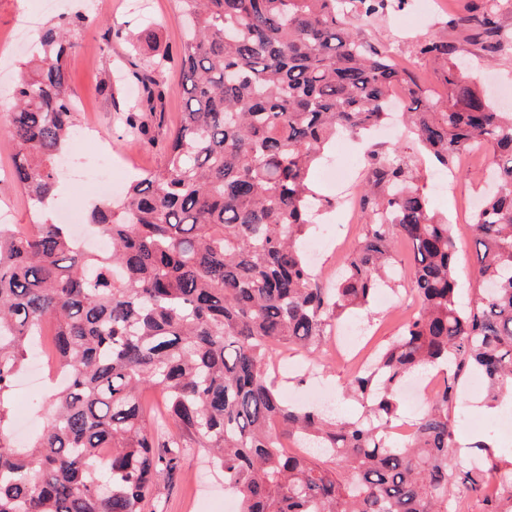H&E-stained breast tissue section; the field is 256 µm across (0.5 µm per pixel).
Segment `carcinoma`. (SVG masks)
Instances as JSON below:
<instances>
[{
	"instance_id": "obj_1",
	"label": "carcinoma",
	"mask_w": 512,
	"mask_h": 512,
	"mask_svg": "<svg viewBox=\"0 0 512 512\" xmlns=\"http://www.w3.org/2000/svg\"><path fill=\"white\" fill-rule=\"evenodd\" d=\"M499 2L448 15L417 45L438 67L441 98L359 35L405 0H179L185 110L165 164L129 186L124 210L92 207L107 248H83L50 217L29 232L0 224V512H146L190 444L215 456L237 512H460L463 495L502 512L512 469L453 463L451 448L463 372L483 377L489 407L512 399V112L465 80L448 41V30L467 31L498 54ZM82 22L46 28L4 113L11 177L39 214L76 126L64 62ZM165 63L132 73L138 108L162 107ZM395 84L413 140L441 166L476 145L493 151L497 189L471 224L481 288L469 307L458 300L453 225L431 211L404 147L365 152L362 233L333 287H320L300 246L318 201L314 166L336 136L387 121ZM400 238L419 310L350 375L343 393L361 414L287 404L268 371L271 344L321 355L333 323L400 286ZM46 322L69 379L18 447L10 399ZM448 365L413 434L394 445L399 389ZM146 390L164 400L154 427ZM170 423L176 432L155 442L152 429Z\"/></svg>"
}]
</instances>
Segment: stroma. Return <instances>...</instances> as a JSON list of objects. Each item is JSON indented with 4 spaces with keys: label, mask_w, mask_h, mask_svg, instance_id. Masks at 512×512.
Masks as SVG:
<instances>
[{
    "label": "stroma",
    "mask_w": 512,
    "mask_h": 512,
    "mask_svg": "<svg viewBox=\"0 0 512 512\" xmlns=\"http://www.w3.org/2000/svg\"><path fill=\"white\" fill-rule=\"evenodd\" d=\"M139 7H131L130 0H99L98 9L86 8L85 0H58L52 11H42L40 0H0V103L12 94L22 63L32 58L31 50L37 44L43 27L53 25L59 18L74 14L85 15L86 20L74 32L76 43L65 65L76 93L79 116L77 136L72 137L68 156H81L88 164L111 156L114 175L119 180L112 193L113 204H120L128 185L141 180L164 162L162 141L177 127L183 112V94L178 51L182 40V25L177 0H139ZM469 0H435L427 7L423 0H407L402 10L391 13L366 27L367 40L387 46L402 60L413 57L417 44L438 31L450 12L468 5ZM33 14L35 20L26 30H18L19 12ZM463 54L471 65L469 81L477 86H490L493 94L512 101V44L505 47L493 61H486L477 46L464 44ZM165 56L170 60L165 73V97L161 112H145L141 118L148 132L130 135L124 125V114L137 100L131 71L148 60ZM488 155L473 160H461L465 177H445V185H438L441 174L428 158L415 162L419 187L427 194L432 209L453 224L457 245L456 274L462 285L463 300L474 299L478 284L474 276V242L470 228L472 203L479 199L485 183ZM13 164V150L8 140L0 135V207H9L15 230H27L34 220V209L23 190L9 176ZM363 178L355 173L348 181L328 190L323 181H316L317 192L325 199L317 222L325 237L313 265L322 282L336 276L343 255L337 252V240H354L358 227L339 224L335 213L345 196L356 194ZM403 285L393 294L389 304L375 303L366 316L349 315L344 325L362 335L363 345L372 348L387 343L397 336L403 321L410 316L413 272L406 264H399ZM347 371L343 363L328 367L313 364L310 358L291 361L280 366L277 381L283 396L290 402L302 403L316 399L331 406L337 416H356L360 408L346 399L342 389ZM472 376L461 380L460 401L456 412L460 426L455 436L456 456L461 460L494 458L501 467L512 465V440L497 435L495 425L512 421V416L488 409L483 393L472 389ZM487 441L485 451H472L476 439ZM229 497L224 488V475L201 450L187 454L180 469L173 476L160 477L157 486V512H224Z\"/></svg>",
    "instance_id": "stroma-1"
}]
</instances>
